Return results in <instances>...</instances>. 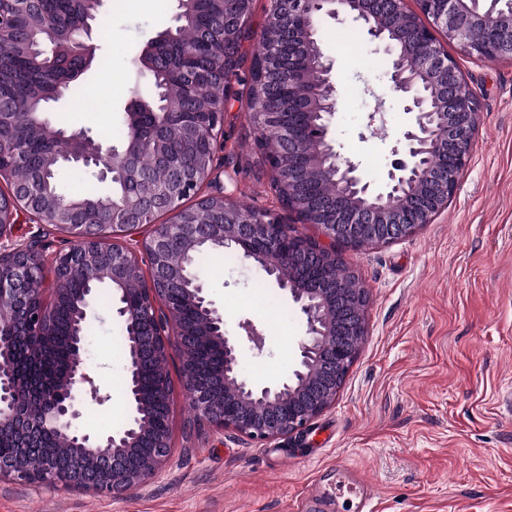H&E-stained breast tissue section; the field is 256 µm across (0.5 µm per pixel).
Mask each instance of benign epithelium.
Here are the masks:
<instances>
[{"label":"benign epithelium","mask_w":512,"mask_h":512,"mask_svg":"<svg viewBox=\"0 0 512 512\" xmlns=\"http://www.w3.org/2000/svg\"><path fill=\"white\" fill-rule=\"evenodd\" d=\"M326 1L336 4L329 16L352 15L369 24L373 39L384 44L386 35L391 34L416 45L418 52L413 59L401 54L391 72L404 111L412 120L403 139L392 149L393 155L402 153L404 158L392 163L381 188L364 181L359 164L342 158L328 138L337 89L326 55L319 60L321 81L315 90L322 120L316 155L304 151L303 127L293 116L284 123L275 112L249 114L257 132L268 124L278 125L279 152L288 153V170L282 173L274 168L273 154L259 138L257 149L276 182L288 183V193L275 192L279 209L320 230L317 238L293 234L291 225L274 209H253L250 216H243L239 206L224 195V187L203 193L204 185L216 181L215 168L201 176L185 174L167 157L161 165L166 180L154 195L134 190L119 200L60 201L36 190L30 179L17 178V145L0 136V184H6L0 190V240L12 235L21 213L72 239V245L56 251L39 274L24 262V255L38 250V240L0 247V302L9 303L12 319L21 321L23 334L48 339L56 335L53 317L66 292L62 284L80 273L89 282H108L116 287L115 313L131 326L125 394L133 416L126 428L116 432L92 436L75 425L86 390H91L100 404L110 400L109 395L99 394L83 362H77L67 376L66 393L39 395L44 410L37 423L19 415V401L32 397L33 392L16 385L8 369L0 368V430L13 431L24 448L35 447L45 430L61 435L76 451L72 489L123 495L143 486L170 460L172 435L151 431L143 416L137 385L141 335L151 337L150 352L158 361H168L173 351L180 355L183 382L190 388L188 395L197 421L261 445L307 428L335 400L365 332L364 292L347 297L327 276L336 266L333 243L343 241L358 247L411 236L431 223L457 192L470 157L479 102L457 61L448 54L447 44H455L477 59H512V3L508 0L500 7L498 0H492L484 9L480 0H416L417 9L410 10L406 0H309L314 5L310 9L302 6L301 0H270V20L281 14L283 3H288V45L272 43L267 65L279 61L285 52L290 64L304 58L308 41L315 34L312 10L320 9ZM236 2L242 11L225 29L224 42L243 45L253 38L252 2ZM70 47L77 54L93 51L88 34L81 28L71 33ZM197 116L196 122L179 130V135L199 158L212 161L224 128V109ZM57 138L65 145L59 160L89 167L103 180L117 175L130 182L136 180L138 154L131 148L119 152L96 142L83 129L70 134L61 131ZM314 163L327 166L336 175L335 200L320 204L307 190L304 174ZM191 198L197 204L208 199L220 207L204 225L207 238L237 250L264 269L302 314L305 330L287 377L261 384L238 374L241 346L236 337L227 334L223 310L210 298L199 276L183 264L172 266V247L186 238L182 228L193 224L194 211L184 205ZM157 212L172 215L171 221L154 225L142 239L133 238L134 231L145 225L144 218ZM120 236L131 241L114 242ZM293 262L308 265L313 273L302 280L285 278L281 269ZM134 277L141 287L130 292L124 285ZM178 286L205 323V335H192L186 312L163 300L164 293ZM204 340L224 351L221 387L203 376L194 361L189 344ZM0 478L60 489L49 460L33 464L24 454L0 460Z\"/></svg>","instance_id":"7a95c632"}]
</instances>
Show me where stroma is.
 Wrapping results in <instances>:
<instances>
[{
  "mask_svg": "<svg viewBox=\"0 0 512 512\" xmlns=\"http://www.w3.org/2000/svg\"><path fill=\"white\" fill-rule=\"evenodd\" d=\"M177 0H104L112 17L108 56L91 88L96 117L52 105V124L105 135L134 86L138 49L167 25ZM338 105L329 138L342 156L388 171L409 120L382 46L349 16L325 21ZM480 115L460 187L415 235L387 244L335 243L368 298L365 336L335 401L310 429L255 446L210 426L188 408L178 355H171L173 450L168 465L119 497L49 490L0 479V512H299L315 489L333 488L344 464L370 479L374 512H512V59L477 61L449 46ZM379 112L376 122L368 115ZM239 106L224 114L217 179L249 208L272 206L270 174ZM226 329L241 338L243 365L259 380L286 375L304 323L291 299L255 263L215 262L206 273ZM97 332L83 362L108 402L86 398L82 428L104 434L129 418L124 350L110 309L90 311ZM266 338L245 340L243 322Z\"/></svg>",
  "mask_w": 512,
  "mask_h": 512,
  "instance_id": "obj_1",
  "label": "stroma"
}]
</instances>
